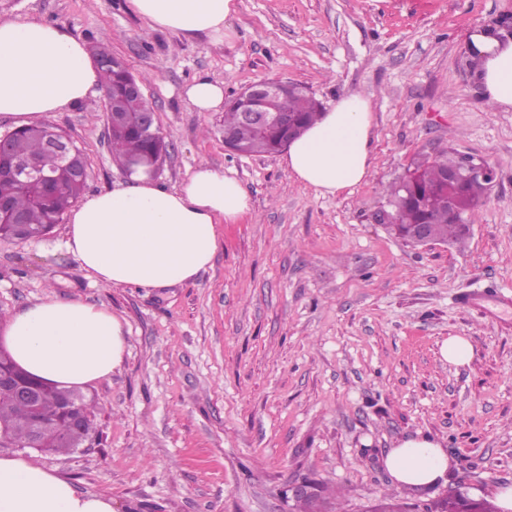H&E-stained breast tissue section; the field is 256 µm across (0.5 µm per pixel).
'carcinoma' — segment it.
<instances>
[{"mask_svg": "<svg viewBox=\"0 0 512 512\" xmlns=\"http://www.w3.org/2000/svg\"><path fill=\"white\" fill-rule=\"evenodd\" d=\"M102 88L112 92V102L105 104L107 128L110 129L112 156L125 168L135 164L152 165L164 149L162 142L146 140L133 126V121L145 105L144 99L126 102L125 111H116L121 99L123 76L109 67H100ZM276 108L289 112L296 119V126L288 131L277 125L256 128L242 118L241 97L236 96L224 109L223 129L234 134V148L242 155L277 153L283 142L299 136V132L320 115L319 104L300 87L277 100ZM13 145L20 156H36L53 180V190L44 203L35 200L34 192L25 186L0 183V194L11 196L14 207L26 217V230L17 234L9 224L0 223V238L20 237L32 240L45 235L77 201L86 183L72 178L70 169L60 163L55 155L46 151L43 137L30 129L14 134ZM460 162V157L448 154L426 158L417 163L401 181L386 189L388 204L395 215V223L388 225L390 232L405 241L418 245L411 238L413 228L428 225L432 242L460 244L469 237L470 221L474 208L485 189L474 181H464L453 189L443 183L442 172ZM79 400L85 419L78 430L65 429L58 416L59 402L63 396ZM94 405L74 390L42 385L38 394L37 409L32 407L11 389L0 388V432L14 441L25 444L34 427H39V451L47 453H71L76 451L96 433ZM466 501L442 497L426 507V512H462ZM405 505L393 492L384 493L382 500L373 506L372 512H403Z\"/></svg>", "mask_w": 512, "mask_h": 512, "instance_id": "cac0c4a2", "label": "carcinoma"}]
</instances>
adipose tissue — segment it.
<instances>
[{
	"instance_id": "ef3b65f1",
	"label": "adipose tissue",
	"mask_w": 512,
	"mask_h": 512,
	"mask_svg": "<svg viewBox=\"0 0 512 512\" xmlns=\"http://www.w3.org/2000/svg\"><path fill=\"white\" fill-rule=\"evenodd\" d=\"M155 30L220 43L230 37L236 0H131ZM478 50L476 78L485 100L512 107V37L482 28L467 36ZM101 85L99 67L81 39L40 20L0 21V117L30 123L86 101ZM371 103L351 94L337 100L283 158L295 179L321 196H336L370 173ZM233 176L202 162L179 189L168 190L142 171L126 184L93 194L75 207L65 248L94 283L170 288L211 266L220 225L249 211ZM127 325L105 307L48 296L7 320L0 340L14 361L43 381L80 389L108 379L126 354ZM385 466L400 486H425L449 468L440 444L415 436L392 448ZM0 512H113L112 500L82 494L34 460L0 451Z\"/></svg>"
}]
</instances>
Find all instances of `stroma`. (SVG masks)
<instances>
[{"label": "stroma", "instance_id": "obj_1", "mask_svg": "<svg viewBox=\"0 0 512 512\" xmlns=\"http://www.w3.org/2000/svg\"><path fill=\"white\" fill-rule=\"evenodd\" d=\"M512 14V0H239L223 45L150 30L130 0H0V21L59 25L109 48L143 78L168 154L153 179L178 188L199 162L235 176L251 208L222 225L213 263L173 288L95 284L65 247L0 239V327L53 294L123 318L125 362L86 387L96 437L69 455L20 454L104 494L114 512H295V487L367 512L385 491L424 504L464 482L492 499L512 485V315L463 305L487 291L512 305V108L485 103L466 36ZM225 97L261 80L300 84L331 108L372 102L368 180L323 197L280 155L238 156L221 113L183 95L194 78ZM83 149L86 194L127 178L112 158L103 95L53 113ZM486 161L497 182L464 248L414 247L374 221L385 189L447 150ZM469 337L465 365L441 345ZM424 434L443 482L396 487L391 448Z\"/></svg>", "mask_w": 512, "mask_h": 512}]
</instances>
